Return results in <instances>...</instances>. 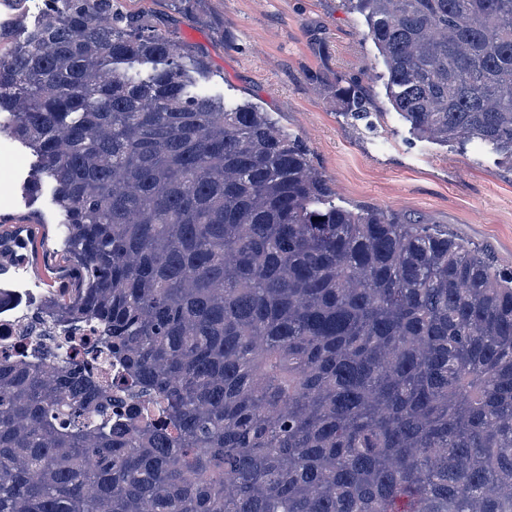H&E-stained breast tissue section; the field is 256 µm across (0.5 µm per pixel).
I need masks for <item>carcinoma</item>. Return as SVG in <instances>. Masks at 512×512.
<instances>
[{
	"instance_id": "cac0c4a2",
	"label": "carcinoma",
	"mask_w": 512,
	"mask_h": 512,
	"mask_svg": "<svg viewBox=\"0 0 512 512\" xmlns=\"http://www.w3.org/2000/svg\"><path fill=\"white\" fill-rule=\"evenodd\" d=\"M121 2L0 36L76 256L42 310L97 332L51 374L0 353V512H512V271L321 205L309 150L192 92L204 52ZM357 9L412 132L512 166V0Z\"/></svg>"
}]
</instances>
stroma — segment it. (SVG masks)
Masks as SVG:
<instances>
[{
  "label": "stroma",
  "instance_id": "obj_1",
  "mask_svg": "<svg viewBox=\"0 0 512 512\" xmlns=\"http://www.w3.org/2000/svg\"><path fill=\"white\" fill-rule=\"evenodd\" d=\"M42 8L43 0H0V32L22 38ZM160 15L182 43L208 53L199 90L230 108L255 103L300 138L328 181L330 202L433 225L512 270V168L489 145L443 146L412 134L387 100L385 63L348 0H199L191 14ZM318 71L329 86L312 81ZM354 79L370 101L366 121L350 116L336 94ZM15 156L10 189L0 190V222L20 237L32 224L41 233L20 268L0 273V288L24 283L39 305L64 277L70 247L51 184L29 196L35 158L20 144Z\"/></svg>",
  "mask_w": 512,
  "mask_h": 512
}]
</instances>
